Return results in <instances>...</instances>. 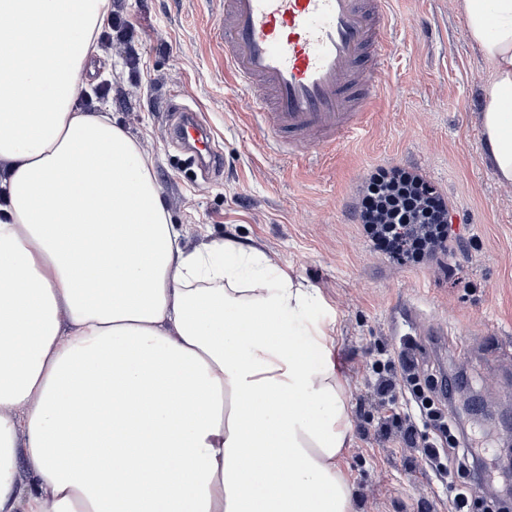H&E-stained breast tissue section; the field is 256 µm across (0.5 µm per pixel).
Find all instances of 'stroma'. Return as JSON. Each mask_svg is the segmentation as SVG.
<instances>
[{
	"label": "stroma",
	"instance_id": "stroma-1",
	"mask_svg": "<svg viewBox=\"0 0 512 512\" xmlns=\"http://www.w3.org/2000/svg\"><path fill=\"white\" fill-rule=\"evenodd\" d=\"M399 51L389 87L368 128L326 160L291 158L263 139L248 98L224 80V48L214 38L219 0H114L109 43L92 78L110 74L102 99L155 161L156 183L185 240L234 239L320 289L315 318L336 331L331 359L345 387L353 439L344 453L355 512H448L457 488H473L468 512H502L472 463L442 476L399 432L373 393L372 365L396 359L406 335L436 378L483 390L493 406L512 402V186L500 185L484 154L479 112L486 70L465 36L455 0H395ZM197 113L212 134L217 163L200 173L170 130V104ZM424 167L448 194L459 231L439 264L408 267L376 251L342 201L363 173ZM442 323L446 335L430 330ZM460 427L486 436L484 456L512 486V450L502 415Z\"/></svg>",
	"mask_w": 512,
	"mask_h": 512
}]
</instances>
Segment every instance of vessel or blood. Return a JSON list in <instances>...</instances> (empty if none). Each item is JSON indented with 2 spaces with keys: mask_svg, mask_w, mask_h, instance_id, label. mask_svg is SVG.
<instances>
[{
  "mask_svg": "<svg viewBox=\"0 0 512 512\" xmlns=\"http://www.w3.org/2000/svg\"><path fill=\"white\" fill-rule=\"evenodd\" d=\"M392 0H223L224 79L248 93L264 134L294 157L333 154L369 122L397 52ZM177 136L212 166L211 134L183 113Z\"/></svg>",
  "mask_w": 512,
  "mask_h": 512,
  "instance_id": "1",
  "label": "vessel or blood"
}]
</instances>
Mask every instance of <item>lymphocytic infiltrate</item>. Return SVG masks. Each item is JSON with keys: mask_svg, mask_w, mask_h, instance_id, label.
<instances>
[{"mask_svg": "<svg viewBox=\"0 0 512 512\" xmlns=\"http://www.w3.org/2000/svg\"><path fill=\"white\" fill-rule=\"evenodd\" d=\"M359 220L362 234L372 245L405 266L421 265L448 248V209L442 196L406 169L380 167L370 174L362 191ZM373 372L375 391L383 403L396 406L402 385H409L419 410L444 434V441L431 439L414 419L393 416V426L417 448L422 460L441 473L460 459L480 461L471 438L459 434L456 423L442 411L454 392L451 384L422 382L419 362L407 349L397 360L375 362Z\"/></svg>", "mask_w": 512, "mask_h": 512, "instance_id": "obj_1", "label": "lymphocytic infiltrate"}]
</instances>
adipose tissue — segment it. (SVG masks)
I'll list each match as a JSON object with an SVG mask.
<instances>
[{"label":"adipose tissue","instance_id":"adipose-tissue-1","mask_svg":"<svg viewBox=\"0 0 512 512\" xmlns=\"http://www.w3.org/2000/svg\"><path fill=\"white\" fill-rule=\"evenodd\" d=\"M457 8L512 185V0ZM111 13L0 0V512H354L319 290L237 241L189 247L152 159L78 104Z\"/></svg>","mask_w":512,"mask_h":512}]
</instances>
